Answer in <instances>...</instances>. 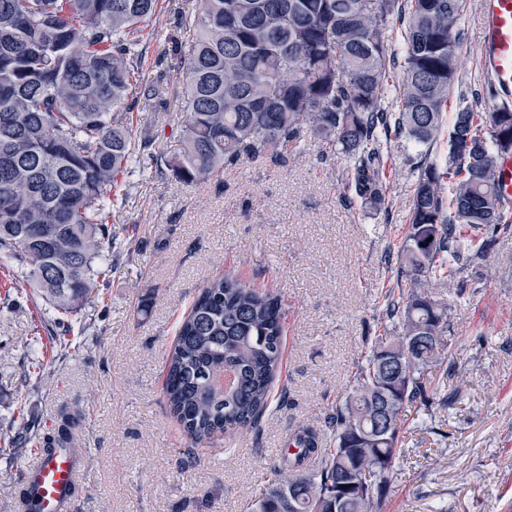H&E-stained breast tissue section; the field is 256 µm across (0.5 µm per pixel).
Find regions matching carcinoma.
<instances>
[{
    "label": "carcinoma",
    "mask_w": 512,
    "mask_h": 512,
    "mask_svg": "<svg viewBox=\"0 0 512 512\" xmlns=\"http://www.w3.org/2000/svg\"><path fill=\"white\" fill-rule=\"evenodd\" d=\"M161 0H0V260L37 289L53 323L84 328L112 276V186L136 141L127 121L141 85V45L158 37ZM464 0H200L187 40L184 149L168 162L182 184L240 160H275L302 144L339 146L360 207L386 209L381 143L418 148L404 280L336 410V447L298 430V451L271 466L252 512H381L400 454L404 408L428 398L442 359L447 309L431 288L486 260L489 242L459 247L461 230L509 229L498 169L512 153V107H459ZM402 47L394 49V25ZM401 72V107H384ZM448 131L447 165L430 160ZM457 177L445 201V179ZM283 305L231 275L208 281L178 325L166 360L167 404L190 440L210 443L256 423L283 354ZM73 447L70 423L28 445ZM319 456L312 473L302 470Z\"/></svg>",
    "instance_id": "cac0c4a2"
}]
</instances>
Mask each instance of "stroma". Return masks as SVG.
Listing matches in <instances>:
<instances>
[{
  "label": "stroma",
  "mask_w": 512,
  "mask_h": 512,
  "mask_svg": "<svg viewBox=\"0 0 512 512\" xmlns=\"http://www.w3.org/2000/svg\"><path fill=\"white\" fill-rule=\"evenodd\" d=\"M198 0H165L146 42L143 95L132 106L140 147L112 200L114 263L91 324L74 332L78 357L51 360L44 308L20 270L0 267V512L37 448L11 455L19 427L43 431L74 417L83 448L73 512H250L279 449L300 427L332 448L330 426L353 386L383 295L398 275L418 172L414 148L393 141L388 207L364 212L347 188L348 162L316 145L279 162L242 161L189 186L169 160L182 151L177 44L191 37ZM480 0H466L455 90L492 111L480 62ZM231 274L285 304L283 357L258 423L195 446L164 396L165 358L199 288ZM452 329L450 362L432 368L435 396L405 409L401 456L382 512H512V229L494 233L487 265L436 284ZM47 372L28 375L31 360Z\"/></svg>",
  "instance_id": "1"
}]
</instances>
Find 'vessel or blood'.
<instances>
[{
  "instance_id": "b4317fda",
  "label": "vessel or blood",
  "mask_w": 512,
  "mask_h": 512,
  "mask_svg": "<svg viewBox=\"0 0 512 512\" xmlns=\"http://www.w3.org/2000/svg\"><path fill=\"white\" fill-rule=\"evenodd\" d=\"M482 64L498 98L512 101V0H481ZM80 474L74 449L42 456L26 474L34 484L36 512H67Z\"/></svg>"
}]
</instances>
